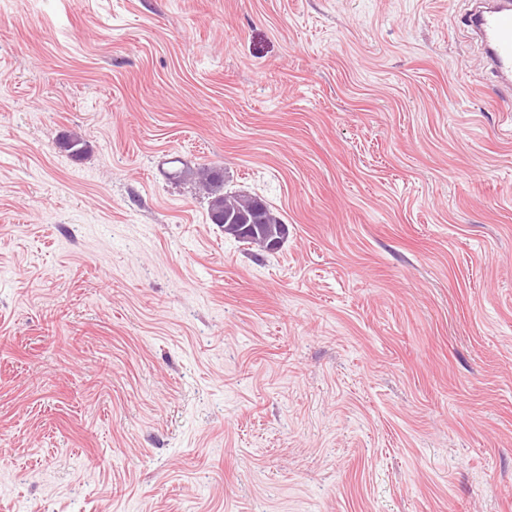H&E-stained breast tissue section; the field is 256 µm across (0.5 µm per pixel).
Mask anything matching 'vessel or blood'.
I'll return each mask as SVG.
<instances>
[{"mask_svg": "<svg viewBox=\"0 0 512 512\" xmlns=\"http://www.w3.org/2000/svg\"><path fill=\"white\" fill-rule=\"evenodd\" d=\"M468 24L483 42L486 62L502 85H512V0H482Z\"/></svg>", "mask_w": 512, "mask_h": 512, "instance_id": "b4317fda", "label": "vessel or blood"}]
</instances>
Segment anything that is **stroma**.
Masks as SVG:
<instances>
[{
	"mask_svg": "<svg viewBox=\"0 0 512 512\" xmlns=\"http://www.w3.org/2000/svg\"><path fill=\"white\" fill-rule=\"evenodd\" d=\"M469 6L0 0V512H512V117ZM182 166L168 172L170 180L182 182L192 178H198L206 190L209 198L210 220L217 224L215 219L224 220L233 216L248 218L253 223L244 228L247 224H222L224 235L235 239L239 243L255 244L268 252H275L271 242L274 239H282L287 234V226L281 219L264 203L259 197L224 192V179L216 171L210 168H191L181 160Z\"/></svg>",
	"mask_w": 512,
	"mask_h": 512,
	"instance_id": "obj_1",
	"label": "stroma"
}]
</instances>
